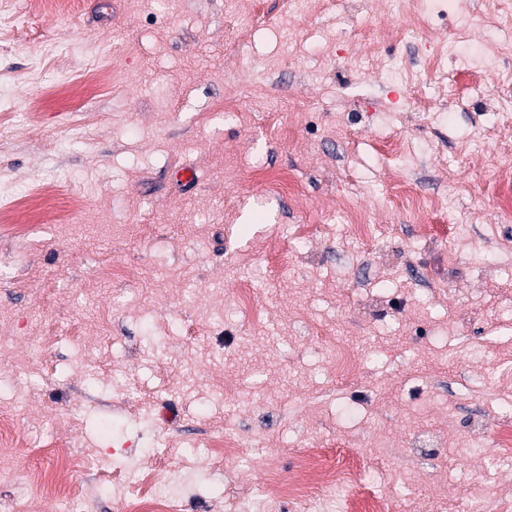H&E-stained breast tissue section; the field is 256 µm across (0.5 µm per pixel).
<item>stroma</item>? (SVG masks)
Returning a JSON list of instances; mask_svg holds the SVG:
<instances>
[{
	"label": "stroma",
	"mask_w": 512,
	"mask_h": 512,
	"mask_svg": "<svg viewBox=\"0 0 512 512\" xmlns=\"http://www.w3.org/2000/svg\"><path fill=\"white\" fill-rule=\"evenodd\" d=\"M263 7L239 43L249 0H0V192L54 189L29 200L45 221L26 241L0 237V410L24 441L0 512H60L27 481L53 468L39 439L92 451L78 512H120L148 480L182 512H248L268 471L289 477L321 440L327 465L361 470L351 495L394 512L512 507V462L492 452L512 419V221L485 191L512 164V120L482 168L465 150L512 87L486 76L449 99L448 23L418 38L383 0ZM394 64L422 73L432 111L390 82ZM97 72L91 97L65 96ZM228 101L249 121H225ZM258 157L302 181V210L253 181ZM187 166L197 185L176 181ZM404 188L439 200L437 234L394 206ZM77 198L74 230L54 226ZM349 206L382 228L356 248ZM126 264L139 280L99 281ZM334 345L359 358L355 384L334 378ZM220 432L244 455L211 468Z\"/></svg>",
	"instance_id": "1"
}]
</instances>
